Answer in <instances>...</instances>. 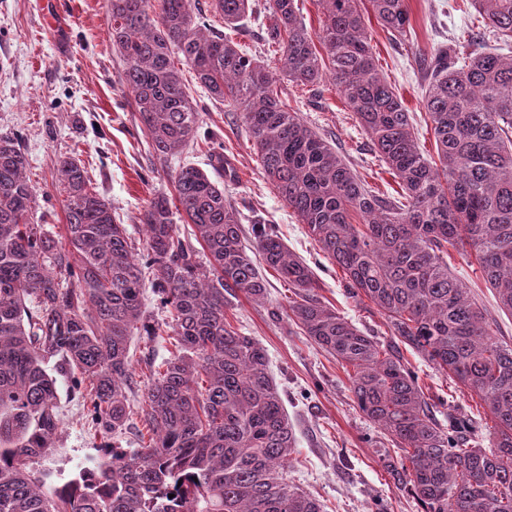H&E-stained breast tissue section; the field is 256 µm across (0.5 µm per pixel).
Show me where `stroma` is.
<instances>
[{
  "label": "stroma",
  "instance_id": "1",
  "mask_svg": "<svg viewBox=\"0 0 512 512\" xmlns=\"http://www.w3.org/2000/svg\"><path fill=\"white\" fill-rule=\"evenodd\" d=\"M64 15L48 17L42 0H0V130L21 136L29 157L28 175L36 191L35 219L60 234L65 222V194L56 174V159L74 155L91 183L112 205L135 241H143L139 214L158 194L173 195V178L183 164L212 172L205 148L184 151L159 162L142 132L132 95L118 81L120 61L108 35L104 0H64ZM253 21L232 39L267 63L275 58L263 41L271 23L266 0H255ZM413 27L401 43L392 41L377 20L368 32L378 68L398 92L411 114L424 155L435 156L432 125L422 103L424 77L419 60L448 45L461 33L472 36L473 50L495 37L480 28L466 0H406ZM187 91L197 103L201 127L224 142V157L233 175H222L224 195L242 211L257 210L275 225L289 250L312 268L319 293L358 328L381 344L393 338L383 317L365 300L352 297L344 275L329 261L298 216L275 193L249 140L239 112L211 101L183 69ZM282 100L324 136L369 185L391 193L397 185L375 157L365 133L331 84L309 93L288 82L279 85ZM268 297L255 302L233 298L234 325L266 349L270 370L283 389L284 403L298 439L286 469L290 483L317 498L326 512H423L407 490L398 488L389 468L398 453L394 443L357 408L347 372L336 358L313 344L288 317L294 294L272 268L262 270ZM171 346L162 339L133 336V382L128 392L135 409L142 406L151 383L148 363H161ZM416 372L438 419L454 415L466 423L469 436L487 442L492 421L461 384L420 355L404 354ZM79 375L59 377L60 426L55 447L35 460L32 471L54 487L92 468L106 449L127 454L140 450L143 424L135 412L125 431L102 436L91 414Z\"/></svg>",
  "mask_w": 512,
  "mask_h": 512
}]
</instances>
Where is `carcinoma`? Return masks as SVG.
Wrapping results in <instances>:
<instances>
[{"label": "carcinoma", "instance_id": "carcinoma-1", "mask_svg": "<svg viewBox=\"0 0 512 512\" xmlns=\"http://www.w3.org/2000/svg\"><path fill=\"white\" fill-rule=\"evenodd\" d=\"M296 2L267 0L275 73L224 34L252 17V0H210L208 15L196 0H105L120 83L164 163L200 138L175 57L210 99L240 111L273 189L343 270L350 294L385 316L394 343L380 345L320 299L310 266L263 216L251 217L253 241L244 243L224 186L192 166L174 176L175 201L159 195L143 207L137 253L85 168L61 154L66 224L64 234H49L34 221L26 154L14 133L0 131V512H324L284 478L296 435L283 390L266 350L227 314L237 291L265 299L262 263L294 290L288 318L350 367L357 407L399 447L391 470L424 512H512V342L492 337L488 310L448 262L453 249L478 266L498 310L512 316V56L470 52L462 35L421 60L435 162L380 75L367 31L372 14L405 40L406 0H317L315 33ZM470 5L498 39L512 38V0ZM281 76L308 87L330 80L400 192L370 189L288 109ZM204 144L224 168V143L207 134ZM177 214L192 237L178 231ZM148 278L168 308L163 329L149 324L142 302ZM141 329L175 347L141 407L154 437L46 490L28 464L55 444L54 374L79 370L96 424L122 433L131 338ZM401 345L485 404L494 423L488 445L445 431Z\"/></svg>", "mask_w": 512, "mask_h": 512}]
</instances>
